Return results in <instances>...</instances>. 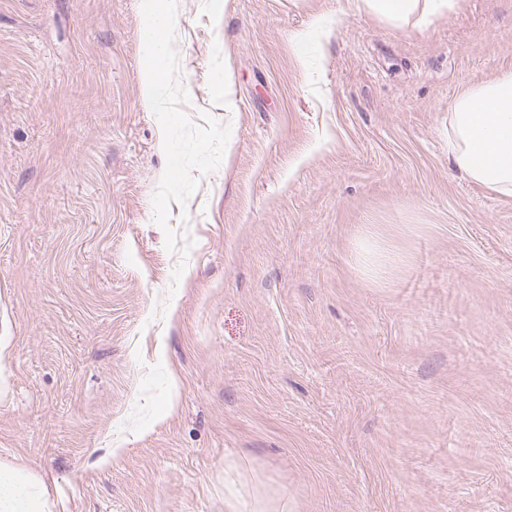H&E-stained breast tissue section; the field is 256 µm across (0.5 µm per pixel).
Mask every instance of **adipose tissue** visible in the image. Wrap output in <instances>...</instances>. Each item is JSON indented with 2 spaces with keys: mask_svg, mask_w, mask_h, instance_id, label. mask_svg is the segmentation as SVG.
<instances>
[{
  "mask_svg": "<svg viewBox=\"0 0 512 512\" xmlns=\"http://www.w3.org/2000/svg\"><path fill=\"white\" fill-rule=\"evenodd\" d=\"M396 26L424 25L454 0H359ZM448 158L468 179L512 196V72L466 89L448 114ZM44 481L29 469L0 462V512H53Z\"/></svg>",
  "mask_w": 512,
  "mask_h": 512,
  "instance_id": "obj_1",
  "label": "adipose tissue"
}]
</instances>
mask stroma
Instances as JSON below:
<instances>
[{"mask_svg": "<svg viewBox=\"0 0 512 512\" xmlns=\"http://www.w3.org/2000/svg\"><path fill=\"white\" fill-rule=\"evenodd\" d=\"M141 0H0V461L54 512H512V198L448 160L512 72V0H179L191 116L230 125L173 226ZM372 231L389 262L360 270ZM367 12L384 18L396 26L408 24L425 25L436 15L444 14L455 6L454 0H359ZM234 480L224 473V502L227 512H288V497L285 494L277 496L276 504L268 507L262 500H251L247 506L242 497L233 493Z\"/></svg>", "mask_w": 512, "mask_h": 512, "instance_id": "35a3bbf8", "label": "stroma"}]
</instances>
